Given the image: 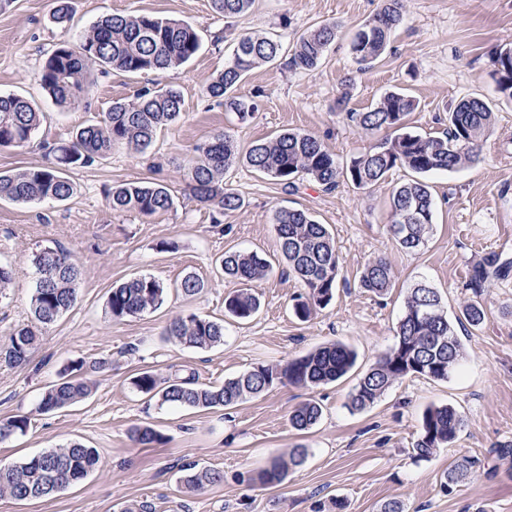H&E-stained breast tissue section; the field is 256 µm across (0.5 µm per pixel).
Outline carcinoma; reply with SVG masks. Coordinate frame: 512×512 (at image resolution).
Wrapping results in <instances>:
<instances>
[{
  "label": "carcinoma",
  "instance_id": "obj_1",
  "mask_svg": "<svg viewBox=\"0 0 512 512\" xmlns=\"http://www.w3.org/2000/svg\"><path fill=\"white\" fill-rule=\"evenodd\" d=\"M253 0H211L212 8L225 18L246 12ZM402 0H383L378 12L356 31L350 50L358 64L369 66L389 46L394 30L402 21ZM337 26L323 23L301 35L286 65L293 70L310 71L318 66L336 38ZM202 46L197 30L187 22L151 15L113 14L95 22L80 39L78 48L67 43L56 46L47 58L40 82L59 105H88L93 90L92 72L112 70L138 74L160 72L193 59ZM282 55L281 42L267 35L242 33L236 37L224 71L209 85L210 96L236 114L242 123L254 114L257 104L237 94L238 86L253 69L276 61ZM491 77L502 97L512 101V52L499 48L492 58ZM182 98L173 89L146 88L131 101L118 100L97 120L79 129L71 141L50 149L53 160L38 166L0 173V198L19 203L65 201L74 187L67 173L93 165L118 143L138 151L150 147L162 127L180 116ZM411 97L390 92L368 112H352L351 118L367 131L402 129L404 118L413 111ZM41 124L40 113L25 98L0 95V148H23L34 139ZM495 125V113L482 99L462 98L448 109V130L440 136L401 132L392 139L350 160L346 167L315 136L286 131L252 144L240 151L228 133H219L199 144L189 169V187L200 203L219 212L242 206L241 198L224 188V170L242 161L272 178L286 190L297 189L296 177L306 175L322 191L336 190L343 180L358 188L373 186L395 168H406L415 177L392 192L389 232L398 246L415 252L424 248L433 234L434 199L425 176L434 171H454L480 160L484 139ZM115 211L149 216L167 211L173 199L163 185L126 182L112 187L106 195ZM276 232L288 273L299 278L308 291L294 298L295 317L309 320L334 299L341 283V261L334 237L325 224L316 222L299 209L280 208L275 214ZM38 274L31 297L32 321L18 326L0 342V361L10 366L26 364L37 347L42 330L69 311L78 298V265L60 247H45L32 255ZM224 277L241 288L224 299L226 313L246 321L261 305L253 285L266 279L271 263L256 251H226L220 260ZM360 287L375 295L385 294L393 284L388 260L377 256L359 276ZM166 288L151 275H139L112 287L107 309L114 319L136 316L160 308ZM485 317L478 301L466 303L460 324L480 326ZM397 341L379 361L358 378L349 394L351 411H363L377 402L397 380L408 375L444 381L464 358L455 325L448 320L440 294L426 284L408 293L397 323ZM165 334L190 348L208 349L224 343V323L196 314L179 315L165 327ZM356 354L340 343L322 346L284 365H260L224 380L219 387L199 382L195 372H176L165 378L146 370L134 378L136 390L159 405L192 409L232 408L256 397L276 383L315 389L344 377L355 365ZM109 364L107 359L83 361L73 374L62 376L42 394L39 410L50 412L68 408L88 398L95 387L91 373ZM322 407L309 399L289 413L290 425L298 431L311 429L321 418ZM31 425L26 414H17L0 423V441L25 434ZM464 427L463 416L451 405L425 409L420 434L413 444L415 457L424 459L438 448L452 444ZM136 445L163 442V436L147 425L130 428ZM307 459V449L298 446L288 460L272 458L254 472L249 482L272 487L282 483L288 470ZM94 448L70 442L38 455L0 467V496L17 501L47 498L85 479L98 463ZM469 461L448 468L441 488L448 492L466 475ZM216 471L190 465L183 469L181 484L191 492H201L223 481Z\"/></svg>",
  "mask_w": 512,
  "mask_h": 512
}]
</instances>
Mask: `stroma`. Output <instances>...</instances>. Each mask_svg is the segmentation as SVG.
Returning a JSON list of instances; mask_svg holds the SVG:
<instances>
[{
  "instance_id": "stroma-1",
  "label": "stroma",
  "mask_w": 512,
  "mask_h": 512,
  "mask_svg": "<svg viewBox=\"0 0 512 512\" xmlns=\"http://www.w3.org/2000/svg\"><path fill=\"white\" fill-rule=\"evenodd\" d=\"M68 26L53 22L57 0H6L0 5V94H17L35 104L40 128L29 146L0 149V172L45 164L49 145L71 139L77 129L107 111L113 101L133 99L143 87L173 88L182 97L179 119L162 129L153 146L140 152L114 146L92 166L70 172L75 189L63 202L0 200V265L13 269L16 284L0 299V336L30 318L36 278L32 252L58 245L80 265L78 299L44 334L21 367L0 363V420L32 416L26 434L0 442V465L78 441L96 449L97 469L81 483L53 496L19 502L0 497V512H124L147 502L152 512H381L395 500L403 512H512V273L489 278L473 293L475 268L492 254L512 261V101L503 98L490 76L497 47L512 44V0H403V20L382 59L359 68L350 42L359 24L381 0H255L244 16L224 18L211 0H70ZM114 13L149 14L185 21L202 40L190 62L163 73L119 71L97 78L89 107L64 108L44 91L39 76L51 51L78 43L91 23ZM333 22L335 43L312 71H294L284 61L254 69L238 88L257 109L247 123L225 111L208 93L224 69L233 38L240 33L277 35L284 48L311 27ZM389 92L413 97L417 107L406 131L434 136L451 104L477 96L496 114L478 163L429 175L435 200L434 230L415 253L401 250L388 233L390 198L411 171L396 168L368 188L340 183L322 192L307 177L285 192L276 181L243 163L224 172V185L243 201L217 214L194 201L188 167L197 144L231 134L241 149L285 130L320 139L338 165L393 138L394 130L371 133L350 118L377 106ZM152 181L165 186L174 204L151 216L112 211L106 192L113 185ZM306 211L328 225L336 242L345 284L332 303L309 321L292 313L305 287L282 275L274 215L279 208ZM254 250L274 268L257 290L261 308L239 322L224 313V297L236 290L219 267L224 251ZM385 255L393 286L384 296L359 285L363 267ZM194 274L205 283L194 296L180 282ZM148 274L167 290L156 311L120 320L107 311L112 286ZM442 296L449 320L480 297L485 319L479 329L459 330L465 356L448 380L406 376L361 412L348 395L359 375L396 342L405 297L417 282ZM194 313L224 324V343L189 349L169 340L164 329L180 314ZM338 341L354 349L357 361L342 380L308 390L275 384L267 392L224 410L161 407L139 393V372L167 376L195 370L201 383L224 380L268 364H283L316 347ZM107 357L95 375L96 388L72 407L41 413L38 402L67 365ZM315 399L320 421L306 432L288 423L291 409ZM452 405L465 426L455 442L415 459L422 414L431 405ZM148 425L165 441L134 446L129 430ZM308 450L305 463L289 470L274 487H253L251 471L291 448ZM469 460L467 478L445 492L440 486L451 464ZM222 472L223 482L204 491L182 488V465Z\"/></svg>"
}]
</instances>
